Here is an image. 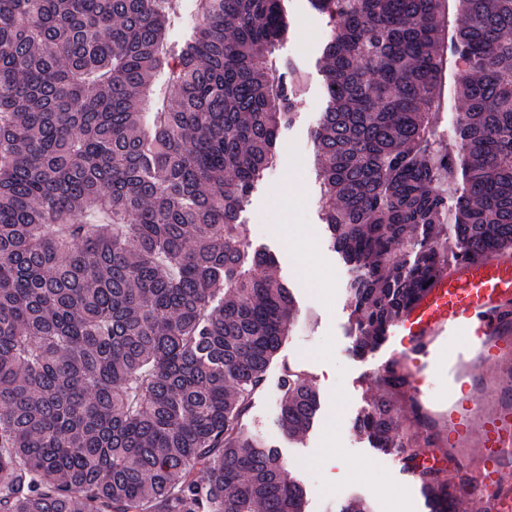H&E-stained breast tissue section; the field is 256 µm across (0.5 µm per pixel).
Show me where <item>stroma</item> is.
Instances as JSON below:
<instances>
[{
	"mask_svg": "<svg viewBox=\"0 0 512 512\" xmlns=\"http://www.w3.org/2000/svg\"><path fill=\"white\" fill-rule=\"evenodd\" d=\"M284 7L292 33L272 47L271 56L296 67L293 119L281 128L278 160L253 189L240 221L249 228L251 248L274 253L271 273L292 288L296 312L263 388L251 400L244 432L280 449L289 473L307 488L306 512H338L353 499L363 501L369 512H428L402 462L372 448L356 428L357 418L378 394L377 369L387 348L353 354L354 272L333 247L321 219L313 131L327 104L321 69L331 22L311 11L307 0H284ZM459 107L456 74L449 65L432 125L437 152L456 148ZM287 365L304 371L322 399L315 426L298 439L283 435L278 423Z\"/></svg>",
	"mask_w": 512,
	"mask_h": 512,
	"instance_id": "stroma-1",
	"label": "stroma"
}]
</instances>
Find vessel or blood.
Returning <instances> with one entry per match:
<instances>
[{"label": "vessel or blood", "mask_w": 512, "mask_h": 512, "mask_svg": "<svg viewBox=\"0 0 512 512\" xmlns=\"http://www.w3.org/2000/svg\"><path fill=\"white\" fill-rule=\"evenodd\" d=\"M459 339L448 356V427L430 446H458L477 436L479 467L454 457L463 499L484 501L489 512H512V409L485 410L475 391L484 372L512 359V254L491 251L458 258L434 280L395 324L386 362L405 373L409 391L425 397L433 382L429 358L446 341Z\"/></svg>", "instance_id": "obj_1"}]
</instances>
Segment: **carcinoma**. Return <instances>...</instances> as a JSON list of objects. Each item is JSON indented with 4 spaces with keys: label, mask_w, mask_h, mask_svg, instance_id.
<instances>
[{
    "label": "carcinoma",
    "mask_w": 512,
    "mask_h": 512,
    "mask_svg": "<svg viewBox=\"0 0 512 512\" xmlns=\"http://www.w3.org/2000/svg\"><path fill=\"white\" fill-rule=\"evenodd\" d=\"M337 20L314 140L331 241L356 272L353 352L365 355L443 269V170H460L457 251L512 249V0H308ZM177 0H0V512H305L279 449L243 435L288 336L295 298L248 250L239 212L277 159L297 88L269 53L282 0H201L173 69ZM457 69L462 156L432 114ZM412 259L393 269L399 246ZM356 422L397 452L430 512H456V475L419 463L430 420L394 367ZM321 408L281 381L279 426ZM405 414L413 434L396 432Z\"/></svg>",
    "instance_id": "carcinoma-1"
}]
</instances>
